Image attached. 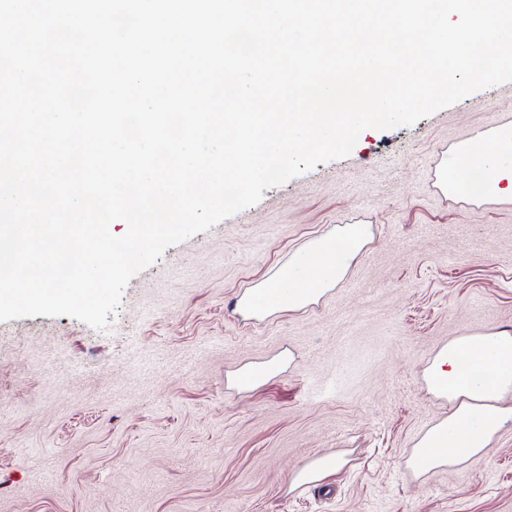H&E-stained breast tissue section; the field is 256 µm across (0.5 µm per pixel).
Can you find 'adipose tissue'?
<instances>
[{
  "instance_id": "ef3b65f1",
  "label": "adipose tissue",
  "mask_w": 512,
  "mask_h": 512,
  "mask_svg": "<svg viewBox=\"0 0 512 512\" xmlns=\"http://www.w3.org/2000/svg\"><path fill=\"white\" fill-rule=\"evenodd\" d=\"M482 174L477 202L512 200V125L479 133L452 148L439 173L448 194L460 191L463 174ZM360 224H342L309 243L288 266L268 278L284 288L285 307L305 308L345 277L367 244ZM429 391L448 400L447 417L429 428L413 446L409 467L418 474L484 458L499 432L512 422V333L465 334L442 347L423 370Z\"/></svg>"
}]
</instances>
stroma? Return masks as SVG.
Listing matches in <instances>:
<instances>
[{
	"label": "stroma",
	"instance_id": "stroma-1",
	"mask_svg": "<svg viewBox=\"0 0 512 512\" xmlns=\"http://www.w3.org/2000/svg\"><path fill=\"white\" fill-rule=\"evenodd\" d=\"M512 124V81L265 190L132 278L111 326L0 321V512H512V424L488 455L416 475L448 414L422 369L454 337L512 330V203L437 185L456 144ZM339 224L369 242L318 303L239 298ZM291 356L256 388L231 376ZM327 454L342 469L294 488Z\"/></svg>",
	"mask_w": 512,
	"mask_h": 512
}]
</instances>
